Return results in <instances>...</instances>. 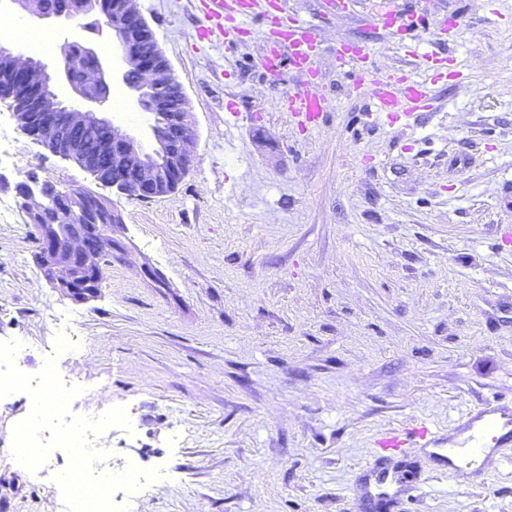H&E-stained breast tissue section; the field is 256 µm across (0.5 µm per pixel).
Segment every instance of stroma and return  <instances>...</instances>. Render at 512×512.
Segmentation results:
<instances>
[{
  "mask_svg": "<svg viewBox=\"0 0 512 512\" xmlns=\"http://www.w3.org/2000/svg\"><path fill=\"white\" fill-rule=\"evenodd\" d=\"M285 2L321 48L312 71L270 76L269 16L253 15L228 61L198 39L192 0H138L191 101L195 159L166 196L114 198L128 253L86 301L43 280L15 185L32 174L112 190L23 135L0 102V342L25 340L34 376L54 319L76 320L87 346L62 370L87 391L72 407L131 417L100 442L107 470L161 471L136 497L113 491L128 512H373L358 487L379 433L423 419L458 439L471 411L512 396V241L499 234L512 226V0H421L446 76L409 127L367 124L372 99L336 61L340 45L367 43L381 70L411 63L372 24L390 0ZM17 20L112 58L103 21L77 31L0 0V43L23 54ZM309 81L330 109L302 132L283 103ZM110 93V119L152 149L134 92L117 80ZM31 404L0 400V512H63L66 452L46 477L11 463ZM407 512H512V455L489 459L479 485L423 471Z\"/></svg>",
  "mask_w": 512,
  "mask_h": 512,
  "instance_id": "stroma-1",
  "label": "stroma"
}]
</instances>
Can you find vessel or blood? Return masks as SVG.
Segmentation results:
<instances>
[{
	"instance_id": "b4317fda",
	"label": "vessel or blood",
	"mask_w": 512,
	"mask_h": 512,
	"mask_svg": "<svg viewBox=\"0 0 512 512\" xmlns=\"http://www.w3.org/2000/svg\"><path fill=\"white\" fill-rule=\"evenodd\" d=\"M261 0H198L197 7L208 22L203 37H222L226 50H233L247 32L246 23ZM376 28L398 35L401 39L417 40L425 29V16L419 6L405 9L389 8L373 18ZM274 35L288 47V54L294 67L308 68L311 59L320 49L318 33L287 12H280L273 19ZM336 59L340 67L356 76L355 87L370 91L388 126L409 124L415 113L429 112L434 108L430 87L435 84L440 72L435 54L425 52L417 57V70L402 75L378 70L370 62L367 46L356 48L339 47ZM329 107L327 98L309 89L292 92L286 100V109L296 119L300 128L307 129L320 125ZM472 427L476 436L490 435L494 447L512 445V398L496 399L487 404L475 418ZM382 457L389 458L405 454L407 448L420 445L426 451L433 471L453 474L459 469L456 449L444 446L437 439L433 428L424 421L409 426H393L382 432L375 440ZM394 475L379 470L372 484L366 488L367 496L387 500L393 498Z\"/></svg>"
}]
</instances>
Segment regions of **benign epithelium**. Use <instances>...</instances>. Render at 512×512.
Returning <instances> with one entry per match:
<instances>
[{
    "label": "benign epithelium",
    "mask_w": 512,
    "mask_h": 512,
    "mask_svg": "<svg viewBox=\"0 0 512 512\" xmlns=\"http://www.w3.org/2000/svg\"><path fill=\"white\" fill-rule=\"evenodd\" d=\"M17 8L37 19H57L79 25L92 15H101V0H79L76 7L41 10L30 0H10ZM112 49L122 63L121 80L137 93L140 109L152 117L150 125L154 148L150 152L105 116L110 87L103 61L88 46L83 54L88 64L77 74L67 63L73 42L60 47L61 62L49 68L41 59L16 53L0 44V58L10 62L15 72L40 93L29 102L33 124L22 133L46 146L61 158L89 172L98 182L115 190L119 196L137 200L163 197L186 177L194 160L195 129L193 108L185 91H180L178 105L166 103L168 89L179 83L162 50L156 34L137 7L136 0H112ZM141 43H150L153 53L144 57L137 53ZM87 102L84 108L73 107L62 99L61 86ZM106 128L111 135L99 148L98 161L86 162L73 147L70 136L77 129ZM66 203L68 227L64 232L45 239L34 261L45 281L58 292L76 302H83L98 292L95 279L85 277L90 269L104 272V259L114 251L124 250L116 237L122 217L109 199L67 185L27 182L21 203L26 210L40 213L48 200ZM111 217L108 230L98 221ZM96 234L95 248L88 245L89 234Z\"/></svg>",
    "instance_id": "obj_1"
}]
</instances>
